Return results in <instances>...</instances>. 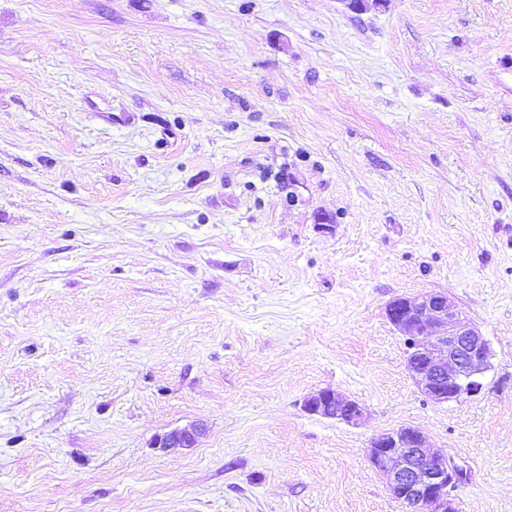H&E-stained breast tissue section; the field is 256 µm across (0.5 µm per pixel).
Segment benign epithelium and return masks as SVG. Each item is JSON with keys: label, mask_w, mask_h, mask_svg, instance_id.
<instances>
[{"label": "benign epithelium", "mask_w": 512, "mask_h": 512, "mask_svg": "<svg viewBox=\"0 0 512 512\" xmlns=\"http://www.w3.org/2000/svg\"><path fill=\"white\" fill-rule=\"evenodd\" d=\"M386 317L404 339L409 377L428 399L442 404L481 393V376L491 368V346L453 298L444 292L401 296L387 304ZM303 409L351 425L365 415L362 403L331 388L309 395ZM196 435L195 430H173L156 444L190 448ZM367 458L403 512H459L452 492L467 481L466 468L429 447L417 429L401 426L374 435Z\"/></svg>", "instance_id": "7a95c632"}]
</instances>
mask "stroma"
I'll return each instance as SVG.
<instances>
[{
	"instance_id": "35a3bbf8",
	"label": "stroma",
	"mask_w": 512,
	"mask_h": 512,
	"mask_svg": "<svg viewBox=\"0 0 512 512\" xmlns=\"http://www.w3.org/2000/svg\"><path fill=\"white\" fill-rule=\"evenodd\" d=\"M426 292L480 395L409 378ZM399 426L512 512V0H0V512H402ZM386 317L406 346L405 369L420 391L437 404L477 396L491 368L488 339L444 292L401 296ZM302 406L310 415L351 425H358L365 415L362 403L331 388H323L312 393L304 399ZM196 430H173L159 437L156 444L160 448H190L196 442Z\"/></svg>"
}]
</instances>
